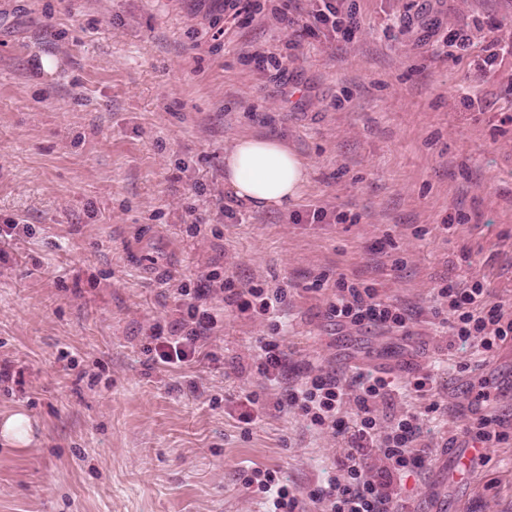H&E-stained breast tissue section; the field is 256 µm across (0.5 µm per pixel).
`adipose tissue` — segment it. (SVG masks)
<instances>
[{
  "label": "adipose tissue",
  "instance_id": "adipose-tissue-1",
  "mask_svg": "<svg viewBox=\"0 0 512 512\" xmlns=\"http://www.w3.org/2000/svg\"><path fill=\"white\" fill-rule=\"evenodd\" d=\"M310 182L308 162L274 137L242 136L224 151V185L255 209H287Z\"/></svg>",
  "mask_w": 512,
  "mask_h": 512
}]
</instances>
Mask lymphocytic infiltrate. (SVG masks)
<instances>
[{"mask_svg":"<svg viewBox=\"0 0 512 512\" xmlns=\"http://www.w3.org/2000/svg\"><path fill=\"white\" fill-rule=\"evenodd\" d=\"M312 26H325L348 36L359 28L355 5L344 0H320L310 15ZM224 294L225 306L241 314H273L287 301L283 287L266 288L259 284L236 285L227 279L217 285ZM487 290L478 280L449 281L437 291L439 306L448 312L447 324L452 340L472 345L477 351L491 352L505 339H512V314L500 304L487 302ZM329 318L339 324L378 326L392 333H406L410 317L399 306L383 301L377 290L338 281L336 293L327 307ZM220 318L202 296L184 303L168 327H156L155 352L165 366L178 368L200 358L203 347ZM288 355L274 335L260 345L256 371L265 383L287 384V407L294 409L311 427L322 433L350 432V446L339 462L336 480L301 492L280 482L272 469L255 468L242 481L246 491L261 498L266 512H307L310 504L320 503L325 512H403L394 488L403 478L422 473L427 458L419 448L421 425L418 414L403 411L388 421L377 414L379 402L392 394L425 396L432 391L433 371L415 374L396 382L378 376L339 377L319 372L298 380H286ZM354 399L356 418L346 428L341 418L346 399ZM379 455L381 465H367L371 455Z\"/></svg>","mask_w":512,"mask_h":512,"instance_id":"obj_1","label":"lymphocytic infiltrate"}]
</instances>
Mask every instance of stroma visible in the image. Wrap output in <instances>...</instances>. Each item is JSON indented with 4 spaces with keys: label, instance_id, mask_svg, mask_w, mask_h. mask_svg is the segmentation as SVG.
Listing matches in <instances>:
<instances>
[{
    "label": "stroma",
    "instance_id": "35a3bbf8",
    "mask_svg": "<svg viewBox=\"0 0 512 512\" xmlns=\"http://www.w3.org/2000/svg\"><path fill=\"white\" fill-rule=\"evenodd\" d=\"M352 40L306 29L314 0H0V418L28 415L35 441H0V512H262L243 471L304 490L336 478L347 443L276 410L253 369L266 323L224 313L207 357L166 368L155 323L202 272L288 290L291 375L406 379L435 360L447 416L427 399V469L402 481L406 512H512V442L475 477L438 468L485 380L512 433V352L451 342L432 316L447 279L483 281L512 312V0H355ZM410 27H402V20ZM467 50L438 52L449 30ZM263 62H256V55ZM482 92L485 103L463 104ZM273 135L308 160L288 210L224 187V150ZM323 208L332 221H295ZM202 223H195V216ZM375 282L412 317L407 335L326 315L338 280ZM322 288H315V281ZM263 407L239 423L240 398Z\"/></svg>",
    "mask_w": 512,
    "mask_h": 512
}]
</instances>
